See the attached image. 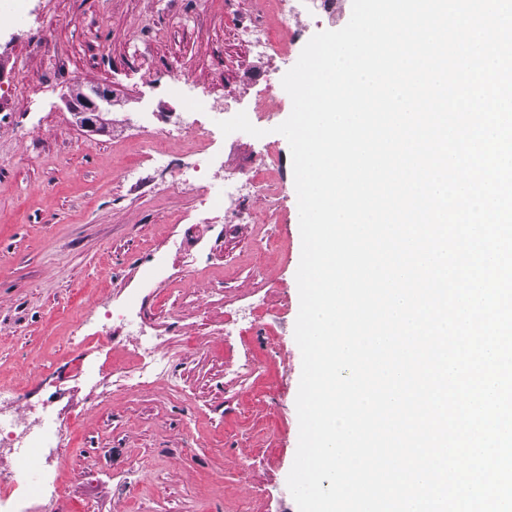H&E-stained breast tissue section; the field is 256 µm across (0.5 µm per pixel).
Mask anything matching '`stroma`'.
Wrapping results in <instances>:
<instances>
[{
  "label": "stroma",
  "instance_id": "1",
  "mask_svg": "<svg viewBox=\"0 0 512 512\" xmlns=\"http://www.w3.org/2000/svg\"><path fill=\"white\" fill-rule=\"evenodd\" d=\"M53 47L30 50L22 24L0 37V387L26 395L0 414L49 403L73 417L58 481L71 512H297L287 477L295 458L302 357L294 327L300 228L293 163L276 128L292 110L254 82L263 70L241 23L282 22L273 0H33ZM184 94L170 92L175 78ZM109 84V134L86 135L63 96ZM266 113L267 133L224 147L225 172L246 180L271 150L278 210L251 200L238 217L198 207L172 187L145 145L191 111V99ZM138 180L119 178L122 168ZM275 236L273 252L255 249ZM266 311L242 335L224 320L253 300ZM145 304L172 357L178 387L116 391L112 367L134 365L136 340L104 312ZM86 337L71 345L73 314ZM254 373L235 376L240 356Z\"/></svg>",
  "mask_w": 512,
  "mask_h": 512
}]
</instances>
